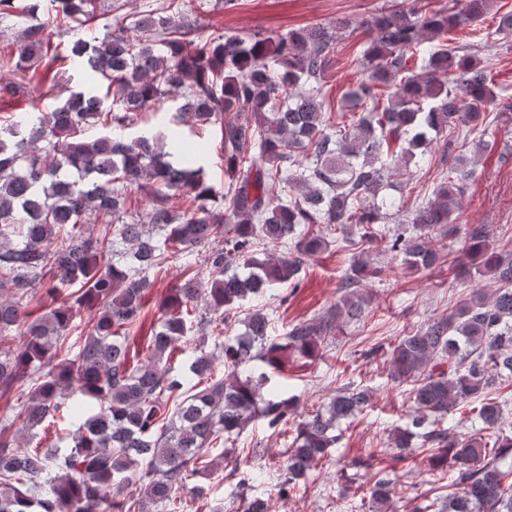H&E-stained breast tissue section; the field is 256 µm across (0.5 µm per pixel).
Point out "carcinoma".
Returning a JSON list of instances; mask_svg holds the SVG:
<instances>
[{"label": "carcinoma", "mask_w": 512, "mask_h": 512, "mask_svg": "<svg viewBox=\"0 0 512 512\" xmlns=\"http://www.w3.org/2000/svg\"><path fill=\"white\" fill-rule=\"evenodd\" d=\"M48 2L52 13L42 19L39 0H0V24L11 22L17 45V58L0 67V112L21 91L10 75L43 61L58 73L81 65L105 92H73L35 124L17 115L0 127V398L14 401L0 419V512H175L181 491L206 499L195 483L206 450L254 418L278 435L297 414L278 483L286 497L336 447V424L362 412L370 395L343 386L322 408L299 414L269 371L291 355L316 358L343 324L362 318L363 283L394 267L353 256L336 304L272 340L267 315L248 314L244 334L214 341L221 376L206 337L222 336L243 301L297 288L302 267L328 250L338 225H354L343 238L348 250L384 238L410 270L448 262L444 240L455 230L470 158L458 157L434 198L393 226L387 215L399 204L384 189L424 160L453 119L476 128L483 105L512 110L478 56L490 37L512 34V10L493 32L460 46L448 34L480 21L491 0H456L451 13L414 0L411 9L371 15L360 23L370 35L360 52L366 78L334 110L326 76L336 32L351 26L346 18L281 34L204 36L195 16L201 0H170L114 17L99 37L88 25L117 9L112 0ZM75 25L87 37L65 56L51 51V35ZM166 103L174 128L165 133L121 140L90 132L98 123L136 127ZM183 117L219 138L224 186L185 149L176 130ZM175 192L187 200L177 210ZM134 194L146 202L141 212L132 211ZM92 217L102 225L96 233ZM492 232L469 225L457 263V275L492 287L474 286L388 352L391 375L409 385V423L395 429L393 447L420 440L432 470L448 475V495L411 512H512V436L490 442L446 426L460 404L476 400L483 424L502 420V402L485 393L512 375V250ZM170 260L182 263V279L161 304L145 358L133 364L127 337L144 315L149 273ZM33 303L44 310L36 318ZM83 311L91 327L67 346ZM194 339L189 374H173L175 352ZM60 413L82 419L67 451L17 440ZM117 484L141 497L118 499ZM368 492L370 512H388L391 482L375 476Z\"/></svg>", "instance_id": "obj_1"}]
</instances>
